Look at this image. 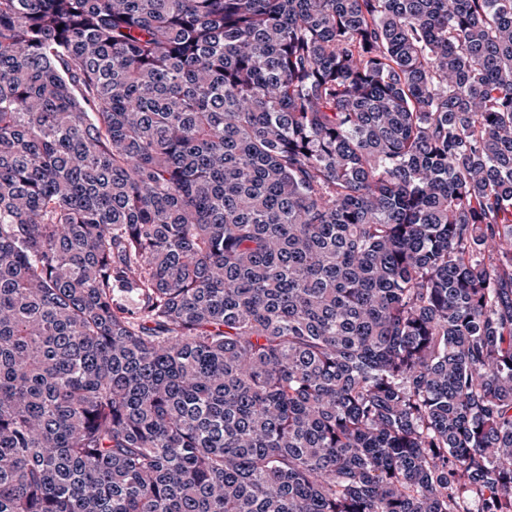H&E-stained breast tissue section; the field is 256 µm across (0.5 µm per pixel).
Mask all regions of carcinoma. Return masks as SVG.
I'll return each mask as SVG.
<instances>
[{
  "label": "carcinoma",
  "mask_w": 512,
  "mask_h": 512,
  "mask_svg": "<svg viewBox=\"0 0 512 512\" xmlns=\"http://www.w3.org/2000/svg\"><path fill=\"white\" fill-rule=\"evenodd\" d=\"M0 512H512V0H0Z\"/></svg>",
  "instance_id": "cac0c4a2"
}]
</instances>
